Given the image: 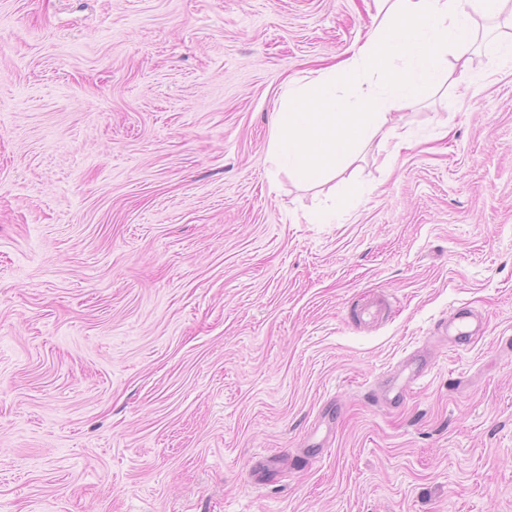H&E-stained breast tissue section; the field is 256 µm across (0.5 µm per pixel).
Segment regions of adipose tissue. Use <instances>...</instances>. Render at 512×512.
I'll list each match as a JSON object with an SVG mask.
<instances>
[{
	"label": "adipose tissue",
	"instance_id": "ef3b65f1",
	"mask_svg": "<svg viewBox=\"0 0 512 512\" xmlns=\"http://www.w3.org/2000/svg\"><path fill=\"white\" fill-rule=\"evenodd\" d=\"M378 25L368 40L338 65L310 71L287 82L268 144L275 169L306 182L335 174L368 144L391 164L409 143L381 129L392 113L414 103L446 79L445 63L455 57L470 66L476 42L475 15L496 17L512 0H374ZM366 93L348 98L343 86L366 78Z\"/></svg>",
	"mask_w": 512,
	"mask_h": 512
}]
</instances>
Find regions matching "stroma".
<instances>
[{"label": "stroma", "instance_id": "1", "mask_svg": "<svg viewBox=\"0 0 512 512\" xmlns=\"http://www.w3.org/2000/svg\"><path fill=\"white\" fill-rule=\"evenodd\" d=\"M374 14L0 0V512H512V61L449 66L390 167L268 160Z\"/></svg>", "mask_w": 512, "mask_h": 512}]
</instances>
